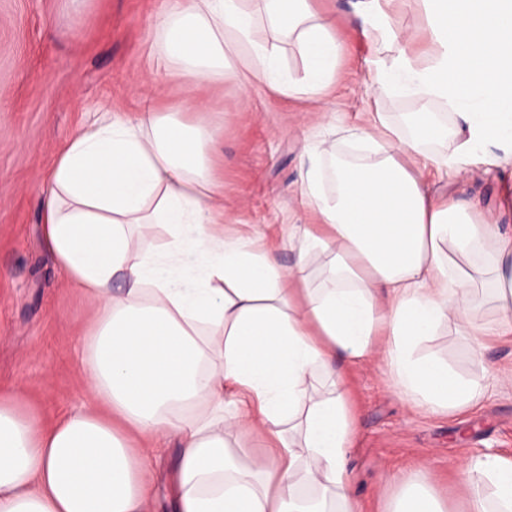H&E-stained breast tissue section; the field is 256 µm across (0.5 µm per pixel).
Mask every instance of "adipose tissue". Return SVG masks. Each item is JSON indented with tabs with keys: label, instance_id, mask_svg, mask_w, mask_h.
I'll list each match as a JSON object with an SVG mask.
<instances>
[{
	"label": "adipose tissue",
	"instance_id": "adipose-tissue-1",
	"mask_svg": "<svg viewBox=\"0 0 512 512\" xmlns=\"http://www.w3.org/2000/svg\"><path fill=\"white\" fill-rule=\"evenodd\" d=\"M314 2L167 0L152 56L196 87L233 81L319 102L343 44ZM392 2L353 4L371 39L367 93L448 106L455 127L419 112L406 136L379 115L344 145L305 143L299 179L317 223L288 227L295 269L261 248L262 232L227 234L209 125L154 106L107 110L60 152L43 189V245L98 310L82 364L89 400L46 426L22 390L0 394V512H155L134 442L169 434L180 448L172 512H358L349 367L380 358L432 414L479 402L483 385L416 350L450 320L480 335L477 288L512 333V235L477 204L432 194L424 174L464 176L512 154V0H421L423 64L396 33ZM284 43L301 72L281 68ZM449 136L451 152L419 149ZM157 225L169 235L162 257L138 248ZM316 252L331 259L311 288ZM186 255L201 264L187 268ZM317 374L325 393L310 386ZM466 469L487 486L467 512H512V457L480 455ZM390 512L445 510L409 477Z\"/></svg>",
	"mask_w": 512,
	"mask_h": 512
}]
</instances>
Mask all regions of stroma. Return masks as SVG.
Returning <instances> with one entry per match:
<instances>
[{"mask_svg": "<svg viewBox=\"0 0 512 512\" xmlns=\"http://www.w3.org/2000/svg\"><path fill=\"white\" fill-rule=\"evenodd\" d=\"M165 0H0V391L24 386L26 407L53 421L85 398L80 359L95 309L44 250L41 186L78 127L107 104H157L217 129L224 167V221L232 234L268 232L281 264L295 255L282 226L311 224L299 182L303 145L319 135L368 125L380 112L400 130L422 111L413 97L367 94L370 48L352 0H316L343 42L336 88L326 102L292 101L233 82L196 88L154 67L153 22ZM437 194L476 198L512 233V160L468 178L432 175ZM483 359L455 322L425 338L419 354L481 382L470 411L435 415L399 396L381 360L349 371L358 430L348 454L360 512H380L398 489L392 475L423 473L447 512H461V468L473 456L512 453V335H491ZM158 503L172 493L179 448L149 444Z\"/></svg>", "mask_w": 512, "mask_h": 512, "instance_id": "stroma-1", "label": "stroma"}]
</instances>
